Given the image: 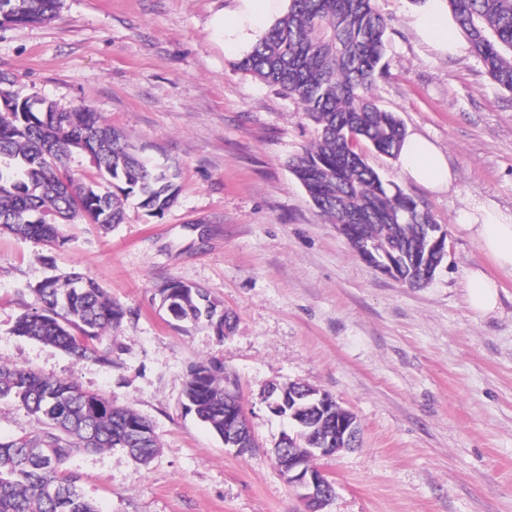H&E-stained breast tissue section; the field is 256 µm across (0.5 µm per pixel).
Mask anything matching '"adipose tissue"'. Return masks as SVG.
Returning <instances> with one entry per match:
<instances>
[{"label": "adipose tissue", "mask_w": 512, "mask_h": 512, "mask_svg": "<svg viewBox=\"0 0 512 512\" xmlns=\"http://www.w3.org/2000/svg\"><path fill=\"white\" fill-rule=\"evenodd\" d=\"M287 7L288 0H234L233 8L215 15L211 25L215 34L223 38L225 51L242 57L252 50L266 26ZM413 25L440 51H447L455 42L444 0H428ZM399 158L412 179L430 188H447L452 180L445 155L422 136H406ZM460 228L478 242L481 251L492 258L502 273L512 276V214L477 204L464 214ZM467 300L477 314L495 311L499 304L497 282L483 269L471 268L467 275Z\"/></svg>", "instance_id": "ef3b65f1"}]
</instances>
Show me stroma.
Masks as SVG:
<instances>
[{"label":"stroma","mask_w":512,"mask_h":512,"mask_svg":"<svg viewBox=\"0 0 512 512\" xmlns=\"http://www.w3.org/2000/svg\"><path fill=\"white\" fill-rule=\"evenodd\" d=\"M233 0H62L43 24L0 26V72L20 95L80 105L180 166L163 215L128 203L103 230L75 218L47 246L0 232V363L64 378L146 418L158 452L70 457L102 512H302L272 451L285 420L261 397L302 382L352 412L360 447L316 459L337 486L325 512H512V277L460 231L483 202L512 213V94L465 39L441 52L413 26V0H375L387 23L386 74L372 89L405 130L430 140L453 179L434 190L367 152L448 229L432 281L411 288L363 262L288 167L315 136L296 100L239 71L211 27ZM498 276V308L473 312L467 274ZM78 271L121 305L97 362L15 335L34 285ZM205 288L233 312L230 334L175 324L158 288ZM200 364L236 385L258 443L238 454L186 406Z\"/></svg>","instance_id":"35a3bbf8"}]
</instances>
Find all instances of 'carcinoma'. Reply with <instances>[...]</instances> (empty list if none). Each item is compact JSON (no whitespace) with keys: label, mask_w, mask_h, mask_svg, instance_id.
<instances>
[{"label":"carcinoma","mask_w":512,"mask_h":512,"mask_svg":"<svg viewBox=\"0 0 512 512\" xmlns=\"http://www.w3.org/2000/svg\"><path fill=\"white\" fill-rule=\"evenodd\" d=\"M456 30L489 78L512 93V0H446ZM61 0H0V25L52 20ZM387 24L374 0H288L277 19L238 62L257 80L298 100L317 127L315 139L292 156L290 168L314 207L332 224L346 225L348 243L360 239L401 268L404 283L429 282L414 254L428 265L444 257L431 247L433 220L419 202L385 182L365 160L369 148L399 157L406 136L401 120L378 107L371 87L384 76ZM0 73V92L17 110L0 112V228L45 245L63 241L61 222L81 214L102 227L123 222L130 198L148 214L161 215L175 201L179 170L144 157L123 132L89 106L60 111L53 104L21 99ZM74 150L94 159L97 174L83 181L66 161ZM39 307L22 314L15 333L61 351L106 360L102 338L120 326L124 309L86 274L47 278L34 288ZM158 292L177 322L206 320L216 334L232 329V317L217 311L207 293L179 280ZM272 399L291 390L300 411V439L325 446L336 433V415L316 400L320 391L293 383L272 386ZM189 408L213 433L224 437V415L242 407L211 367H197L187 380ZM19 402L43 428L36 434L0 440V512H101L79 477L65 468L78 450L124 448L149 463L157 451L152 425L129 407H116L77 383L0 363V399Z\"/></svg>","instance_id":"carcinoma-1"}]
</instances>
